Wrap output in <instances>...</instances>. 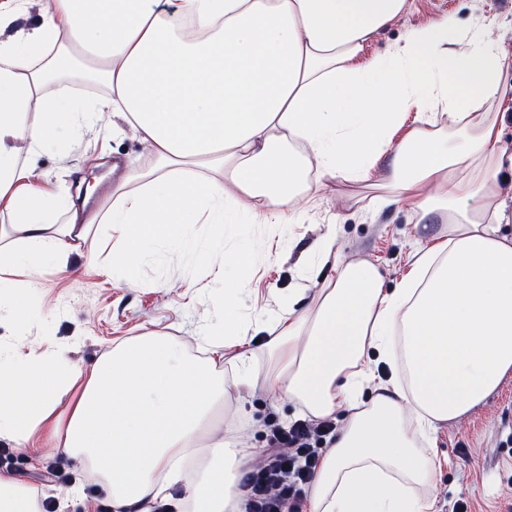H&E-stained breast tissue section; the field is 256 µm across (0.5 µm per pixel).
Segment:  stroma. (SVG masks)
Wrapping results in <instances>:
<instances>
[{"label":"stroma","mask_w":512,"mask_h":512,"mask_svg":"<svg viewBox=\"0 0 512 512\" xmlns=\"http://www.w3.org/2000/svg\"><path fill=\"white\" fill-rule=\"evenodd\" d=\"M454 15L462 28L476 18L512 19V0H413L397 22L372 40L370 53L384 54L409 29L442 14ZM148 155L128 127L100 132L93 119L77 129H57L49 150L30 159L38 173L60 185L76 175L110 194L118 176L114 167L142 165ZM308 209L292 224H230L224 228V280L247 275L249 284L238 293L235 312L244 323L275 320L281 303L302 289L300 306H307L329 265L316 258L328 230L336 232V251L347 261L376 265L384 285L393 288L407 274L411 251L427 240L439 224L417 223L406 210L374 206L376 188L344 179L312 187ZM249 252L254 262L241 272L235 259ZM30 321L20 331L0 324V352L19 346L41 355L66 351L76 364L89 366L131 337L158 332L187 354L202 352L203 338L217 321L220 285L212 283L205 266L187 255L158 253L141 264L138 282L128 287L87 268L82 256L71 258L68 272L38 268L27 290ZM295 405L263 389H240L224 406V419L234 435L265 447L268 419L288 424L298 419ZM441 467L429 491L431 512H456L465 501L471 512H512V372L483 403L459 420L441 424L434 435ZM19 463L4 472L18 480L42 502L66 500L65 512H103L111 502L100 475L79 456H64L46 447L41 457L27 448L14 449ZM79 495H70L72 484Z\"/></svg>","instance_id":"stroma-1"}]
</instances>
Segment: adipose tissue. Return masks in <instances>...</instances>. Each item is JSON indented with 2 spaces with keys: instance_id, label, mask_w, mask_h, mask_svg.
<instances>
[{
  "instance_id": "obj_1",
  "label": "adipose tissue",
  "mask_w": 512,
  "mask_h": 512,
  "mask_svg": "<svg viewBox=\"0 0 512 512\" xmlns=\"http://www.w3.org/2000/svg\"><path fill=\"white\" fill-rule=\"evenodd\" d=\"M409 0H46L40 19L0 39V287L25 288L45 262L71 254L133 281L161 251H193L196 225L222 242L228 224H291L307 204L294 145L320 179L378 181L379 206L437 215L439 236L417 244L400 284L377 266L318 256L334 274L310 306L285 302L265 348L274 368L253 374L252 340L224 290L206 355L150 333L113 348L91 370L65 351L0 358V440L39 452L52 444L88 460L114 512H244L238 470L259 448L224 427L226 398L262 384L312 420L342 416L325 448L307 512H429L439 424L481 404L512 371V170L498 114L512 21L463 37L442 14L385 54L373 36ZM89 53L106 95L82 105L48 85ZM92 116L118 118L151 162L128 168L112 196L77 209L27 156L54 132ZM448 122L469 131L452 150ZM63 209L66 223H50ZM391 371L378 378L372 364ZM236 370L225 380L224 366ZM374 395L364 398L366 388Z\"/></svg>"
}]
</instances>
